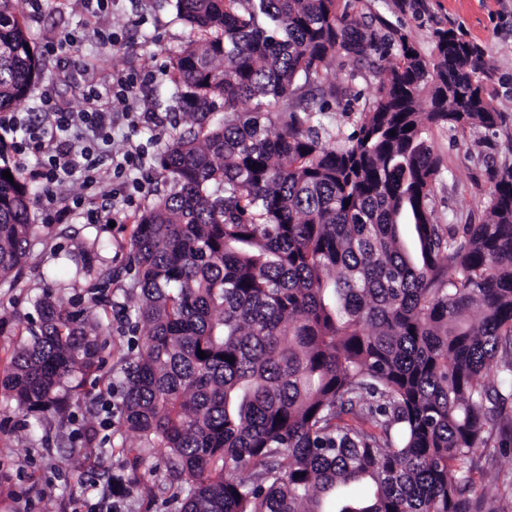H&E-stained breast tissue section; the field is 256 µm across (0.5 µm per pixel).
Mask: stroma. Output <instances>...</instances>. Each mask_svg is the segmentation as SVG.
<instances>
[{"label":"stroma","instance_id":"1","mask_svg":"<svg viewBox=\"0 0 512 512\" xmlns=\"http://www.w3.org/2000/svg\"><path fill=\"white\" fill-rule=\"evenodd\" d=\"M28 23L39 52L45 53L44 79L32 88L31 98L52 92L70 111H83L81 86L101 81L120 69L138 83L137 100L167 113L165 128L131 127L123 105L112 103L113 149L141 146L162 155L174 131L189 129L193 118L166 97V79L173 57L195 31L177 19L166 0H112L107 11L93 12L87 0H46L41 11H32L28 0H15ZM358 19L384 17L404 28L421 52L430 49L435 28L460 29L466 39L480 46L492 63L488 93L500 113L493 128L462 135L433 133V144L445 163L435 187V218L440 224H478L486 217V200L498 167L512 163V0H356ZM76 43L68 53L51 56L49 43L64 37ZM167 188V175L153 167L142 192L134 193L124 217L103 212L95 221L80 218L71 224L44 225L39 207L30 220L38 227L30 258L22 273L0 280V369L9 362L26 328L36 320L34 302L44 294L80 301L89 288L87 280L44 279L46 265L62 264L66 255L101 241L94 254L98 266L120 268L130 252V240L140 212ZM106 381L87 377L81 395L69 397L68 421L54 411L39 417L25 415L13 401L0 395V512H106L97 506L91 448L72 439L74 430L100 426L103 416L91 411V402L105 393ZM113 455L105 465L137 469L143 485L132 487L124 512H176L177 505L164 478L147 476L160 449L144 447L142 439L112 426ZM474 461L476 496L494 502L499 512H512V413L495 425L486 446Z\"/></svg>","mask_w":512,"mask_h":512}]
</instances>
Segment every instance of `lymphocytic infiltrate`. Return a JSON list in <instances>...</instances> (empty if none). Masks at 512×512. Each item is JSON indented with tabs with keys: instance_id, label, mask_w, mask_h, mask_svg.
<instances>
[{
	"instance_id": "lymphocytic-infiltrate-1",
	"label": "lymphocytic infiltrate",
	"mask_w": 512,
	"mask_h": 512,
	"mask_svg": "<svg viewBox=\"0 0 512 512\" xmlns=\"http://www.w3.org/2000/svg\"><path fill=\"white\" fill-rule=\"evenodd\" d=\"M83 112L62 111L51 95L39 98L41 111L53 113L49 123L32 121L20 112L11 113L4 126L17 136L13 151L22 155L32 150L41 157L37 172L43 188L40 202L49 223L68 224L83 213L98 210L101 202L129 203L126 186L142 188V173L150 167L148 153L126 150L112 155L105 148L112 142V114L109 98L127 100L134 96L131 79L115 73L105 87L83 89ZM81 176L82 191L69 199L60 198L58 184Z\"/></svg>"
}]
</instances>
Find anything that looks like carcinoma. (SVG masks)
Wrapping results in <instances>:
<instances>
[{
    "label": "carcinoma",
    "mask_w": 512,
    "mask_h": 512,
    "mask_svg": "<svg viewBox=\"0 0 512 512\" xmlns=\"http://www.w3.org/2000/svg\"><path fill=\"white\" fill-rule=\"evenodd\" d=\"M0 0V112L45 68ZM199 38L175 55L195 116L160 164L172 187L137 220L129 288L143 336L112 373L123 425L164 450L178 512H495L472 496L473 454L512 401V164L481 224H438L434 129L493 126L492 70L460 31L422 53L351 0H169ZM373 59L347 100V143L311 124L321 72ZM245 101L256 102L250 112ZM9 171V181L1 172ZM34 191L0 145V277L21 274ZM87 304L121 277L97 269ZM0 386L65 412L98 372L109 324L44 298ZM203 351L206 358L198 356Z\"/></svg>",
    "instance_id": "carcinoma-1"
}]
</instances>
